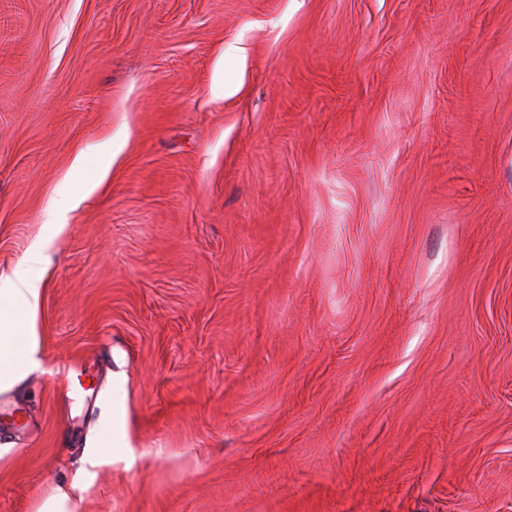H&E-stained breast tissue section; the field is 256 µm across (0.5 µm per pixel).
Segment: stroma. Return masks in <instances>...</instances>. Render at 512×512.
Segmentation results:
<instances>
[{
	"instance_id": "stroma-1",
	"label": "stroma",
	"mask_w": 512,
	"mask_h": 512,
	"mask_svg": "<svg viewBox=\"0 0 512 512\" xmlns=\"http://www.w3.org/2000/svg\"><path fill=\"white\" fill-rule=\"evenodd\" d=\"M47 236L0 512L116 425L83 512H512V0H0Z\"/></svg>"
}]
</instances>
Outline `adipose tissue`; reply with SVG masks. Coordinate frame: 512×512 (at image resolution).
I'll use <instances>...</instances> for the list:
<instances>
[{
	"label": "adipose tissue",
	"instance_id": "obj_1",
	"mask_svg": "<svg viewBox=\"0 0 512 512\" xmlns=\"http://www.w3.org/2000/svg\"><path fill=\"white\" fill-rule=\"evenodd\" d=\"M46 248V241L35 242L24 263L10 275L0 276V296L11 298L22 315L18 324L0 322V392L11 389L39 366L38 312ZM84 480L79 473L69 484L48 487L36 499L33 512H80Z\"/></svg>",
	"mask_w": 512,
	"mask_h": 512
}]
</instances>
